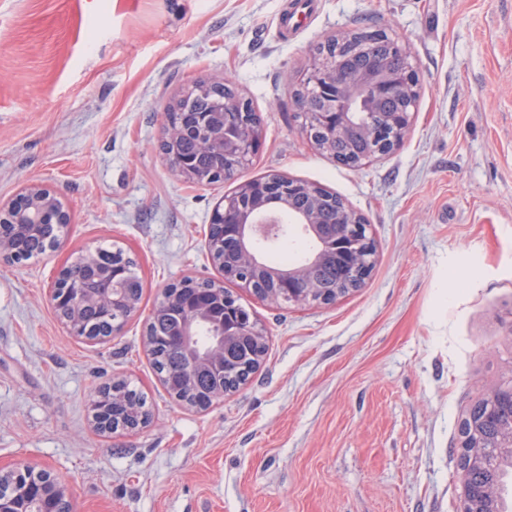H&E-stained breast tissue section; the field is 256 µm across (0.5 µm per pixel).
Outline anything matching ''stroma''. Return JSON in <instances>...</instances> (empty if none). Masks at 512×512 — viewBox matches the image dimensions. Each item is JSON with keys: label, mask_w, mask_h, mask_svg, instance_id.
<instances>
[{"label": "stroma", "mask_w": 512, "mask_h": 512, "mask_svg": "<svg viewBox=\"0 0 512 512\" xmlns=\"http://www.w3.org/2000/svg\"><path fill=\"white\" fill-rule=\"evenodd\" d=\"M376 29L409 47L418 99L400 148L350 168L308 142L294 93L317 43ZM220 77L261 116V147L234 180L189 184L162 116ZM269 174L362 214L372 271L332 304L228 283L266 353L238 391L187 409L151 367L147 317L166 285L221 280L213 209ZM27 179L72 222L60 249L0 265V470H51L71 512H460V422L512 379V0H0V199ZM103 245L144 288L90 343L46 291ZM117 380L151 417L103 433L89 402Z\"/></svg>", "instance_id": "1"}]
</instances>
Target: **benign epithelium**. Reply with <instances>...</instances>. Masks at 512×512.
<instances>
[{
  "label": "benign epithelium",
  "mask_w": 512,
  "mask_h": 512,
  "mask_svg": "<svg viewBox=\"0 0 512 512\" xmlns=\"http://www.w3.org/2000/svg\"><path fill=\"white\" fill-rule=\"evenodd\" d=\"M375 41L387 44L389 53L404 60L403 66L396 68L390 64L388 56L371 50L370 45ZM332 43L336 45L334 53L312 56L296 103L299 110L309 112L308 94H314L322 103V109L310 112L319 133L316 137L308 135L306 139L328 153L334 152L336 141L344 142L350 155L340 163L359 166L381 155L383 144L388 146L390 154L401 146L410 129L417 102L416 67L407 47L384 30L341 34L333 38ZM357 45L364 47L368 60L363 68L351 70L345 65L341 53ZM184 99L185 96H179L164 113L162 149L171 171L178 178L196 183L222 179L227 166L251 160L261 145L260 130L251 124L237 128L224 124V113L243 109V100L236 95L224 96L214 111L195 116L200 129V148L210 156L212 169L205 171L192 158L180 156ZM359 141L369 145V149L358 152L355 144ZM286 181L307 192L309 202L304 208H294L287 197H273L271 181L255 178L240 184L232 196L224 198L214 208L211 223L224 227L239 241L244 267L268 277L264 285L265 299L293 305L322 303L324 297L318 295L309 278L312 266L333 252L336 259L352 267L354 276L360 280L374 263L376 246L368 235L366 219L353 208L344 204L336 209V219L328 220L319 186L290 177ZM282 210L288 211L289 222L300 225L315 239L316 247L300 263L273 269L262 263L258 250L276 238L281 228L279 212ZM70 223L72 216L58 194L38 181H28L13 197L0 199V224L34 229L50 226L60 230ZM207 248L212 261L223 268L224 278H238L237 265L224 261L223 244L209 242ZM22 262L24 259L18 256L11 242L0 236V264ZM69 270L68 265L62 267L47 291L48 302L62 318L68 335L93 341L80 320V312L88 304L97 305L106 316L111 315L112 308L118 304L125 306L128 316L139 312V301L122 294V284L128 276L126 265H114L104 274L112 284V288L104 293L93 292L84 280L70 275ZM173 309L180 311V325L174 342L186 354L193 370L216 366L224 354V345L238 336H252L258 340L263 336L258 322L253 319L248 317L227 330L224 315L218 309L199 298H179L165 287L153 311ZM501 394L500 390L494 391L485 398L484 409L471 416V442L461 445L459 465L477 467L488 452L483 428L495 413ZM112 405V397L102 390L90 400L89 412L98 429L112 427ZM31 471L32 468L23 466L7 473L15 488L12 495L0 497V512H57L58 499L68 495L66 486L48 470L41 469L34 476Z\"/></svg>",
  "instance_id": "obj_1"
}]
</instances>
